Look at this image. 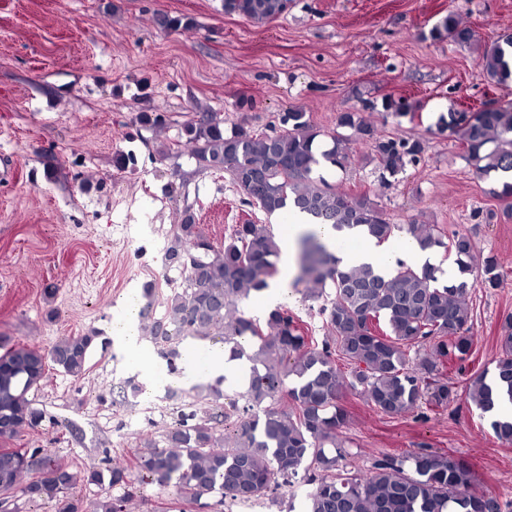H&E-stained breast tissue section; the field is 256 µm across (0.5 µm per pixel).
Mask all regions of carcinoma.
Returning <instances> with one entry per match:
<instances>
[{"mask_svg": "<svg viewBox=\"0 0 512 512\" xmlns=\"http://www.w3.org/2000/svg\"><path fill=\"white\" fill-rule=\"evenodd\" d=\"M289 0H224V13L255 22L282 15ZM436 39L468 43L474 32L448 15L432 28ZM512 34H503L479 56L490 80H512L508 54ZM283 128L270 132L240 130L224 134L220 125L189 127L198 166L229 174L241 203L267 214L294 211L312 224L354 231L381 245L400 232L420 249L444 247L455 257L458 276L439 286L440 268L398 262L390 274L370 265L340 268L336 256L316 235L298 242L297 280L306 298L321 302L318 313L328 334L308 335L287 308L272 309L263 323L244 317L238 303L268 288L277 274L279 247L265 224H237L221 247L203 235L194 216L184 212L168 240L164 262L186 272L179 291L166 298L164 313L149 319L143 332L166 357L179 356L186 336L218 339L234 358L252 363L244 404L222 403V390L212 385L203 396V417L195 413L165 434V445L148 441L129 460H115L105 470L75 469L42 448H0V502L21 493L31 502L50 501L54 512H127L132 494L115 497L110 489L126 483L135 468L160 489H173L176 512L204 505L219 493L232 500L276 494L299 474L312 485L305 512H503L500 499L474 488V476L462 460L446 453L419 451L375 461L366 473L339 472L347 456L336 443V431L347 421L337 404L341 393L360 395L387 416H400L421 405L447 408L458 399L447 371L472 353L469 291L496 288L501 279L492 259L479 260L466 233L444 238L435 225L416 219L394 224L365 195L333 189L318 175L325 166L345 167L349 140L322 133L294 109L281 118ZM337 125L353 131L370 147L382 172L393 176L419 160L421 143L378 133L363 113H339ZM466 148L468 159L485 176L504 178L496 195L504 214L512 217V102L469 112L451 111L439 119ZM95 337L78 334L43 353L21 342L0 353V441L18 439L35 429L41 413L29 399L47 378L50 367L80 377L86 371ZM500 354L492 373L469 378L468 397L490 418L495 436L512 442V420L493 417L497 403L512 401V315L498 336ZM424 352L410 356L414 346ZM342 359L350 371L336 364ZM239 422L231 437L218 425ZM82 485L99 488L96 498L77 495Z\"/></svg>", "mask_w": 512, "mask_h": 512, "instance_id": "1", "label": "carcinoma"}]
</instances>
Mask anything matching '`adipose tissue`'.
<instances>
[{
  "label": "adipose tissue",
  "mask_w": 512,
  "mask_h": 512,
  "mask_svg": "<svg viewBox=\"0 0 512 512\" xmlns=\"http://www.w3.org/2000/svg\"><path fill=\"white\" fill-rule=\"evenodd\" d=\"M306 231L314 233L325 242L344 266L369 263L387 272L395 268L398 262L421 264L427 258L426 253L420 251L416 243L409 239L388 250L376 247L369 238H358L346 245L342 242L340 232L331 225L312 224L304 216L297 215L285 225L280 240L281 275L259 296V305L270 307L283 301L287 284L294 276L296 242ZM138 312L139 300L133 295L119 306L112 320L114 346L133 367L144 372L155 384L177 382L188 386L220 377L233 382L242 374V367L238 362L229 360L223 349H201L193 345L185 346L178 361L177 372L171 374L161 369L140 335Z\"/></svg>",
  "instance_id": "ef3b65f1"
}]
</instances>
